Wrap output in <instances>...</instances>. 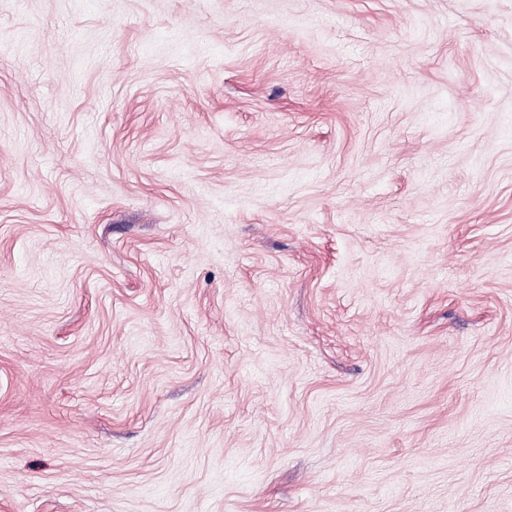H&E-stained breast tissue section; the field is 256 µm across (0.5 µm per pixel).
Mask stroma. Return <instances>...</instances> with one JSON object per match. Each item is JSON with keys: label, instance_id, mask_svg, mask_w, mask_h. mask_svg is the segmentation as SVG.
Listing matches in <instances>:
<instances>
[{"label": "stroma", "instance_id": "35a3bbf8", "mask_svg": "<svg viewBox=\"0 0 512 512\" xmlns=\"http://www.w3.org/2000/svg\"><path fill=\"white\" fill-rule=\"evenodd\" d=\"M0 512H512V0H0Z\"/></svg>", "mask_w": 512, "mask_h": 512}]
</instances>
